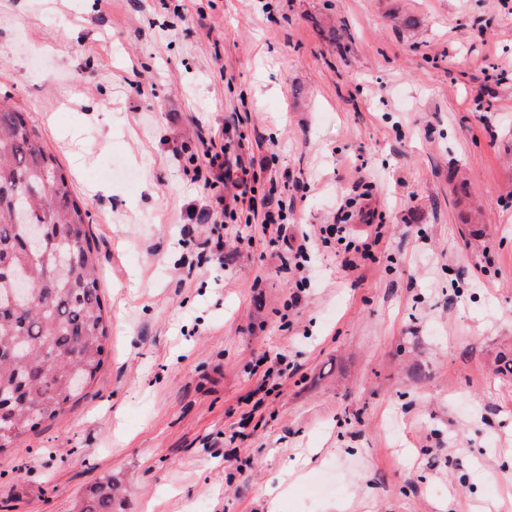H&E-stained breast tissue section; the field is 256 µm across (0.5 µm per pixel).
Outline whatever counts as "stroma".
<instances>
[{"instance_id": "obj_1", "label": "stroma", "mask_w": 512, "mask_h": 512, "mask_svg": "<svg viewBox=\"0 0 512 512\" xmlns=\"http://www.w3.org/2000/svg\"><path fill=\"white\" fill-rule=\"evenodd\" d=\"M0 100L86 210L111 319L86 395L0 452V512L107 477L117 512H512V0H0ZM241 131L313 246L372 184L380 260L296 293L263 207L193 179ZM221 202L229 269L180 267Z\"/></svg>"}]
</instances>
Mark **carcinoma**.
Segmentation results:
<instances>
[{
  "label": "carcinoma",
  "instance_id": "cac0c4a2",
  "mask_svg": "<svg viewBox=\"0 0 512 512\" xmlns=\"http://www.w3.org/2000/svg\"><path fill=\"white\" fill-rule=\"evenodd\" d=\"M19 206L46 225L37 251L24 246ZM84 216L56 157L23 113L0 104V426L11 431L0 452L79 400L103 366L109 318ZM118 498L104 479L78 512H115Z\"/></svg>",
  "mask_w": 512,
  "mask_h": 512
}]
</instances>
